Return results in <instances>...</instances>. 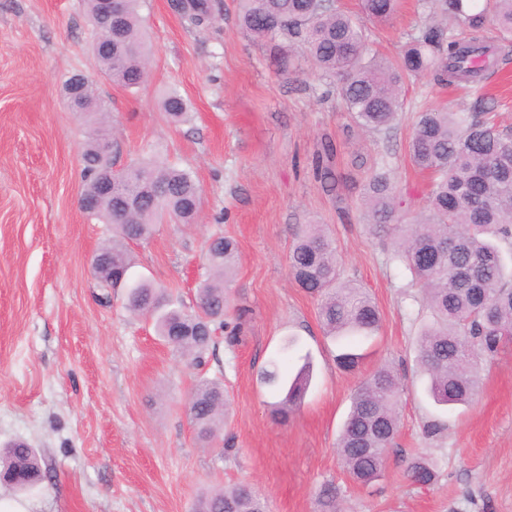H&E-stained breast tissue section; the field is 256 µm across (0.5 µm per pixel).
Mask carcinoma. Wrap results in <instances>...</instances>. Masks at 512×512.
Returning <instances> with one entry per match:
<instances>
[{
    "instance_id": "cac0c4a2",
    "label": "carcinoma",
    "mask_w": 512,
    "mask_h": 512,
    "mask_svg": "<svg viewBox=\"0 0 512 512\" xmlns=\"http://www.w3.org/2000/svg\"><path fill=\"white\" fill-rule=\"evenodd\" d=\"M239 23L258 39L291 36L300 39L313 68L341 78V99L352 120L381 133L391 129L402 109L405 80L430 72L442 85L467 94L484 89L487 47L470 37L492 19L503 46L512 44V0H437L439 23L424 25L410 38L402 56L389 60L369 52L355 18L326 0H239ZM143 0H121L119 20L109 22L101 0H85L95 37L112 28V50L94 53L100 71L112 81L137 88L147 77L149 49L145 40ZM397 0H360L369 19L388 22ZM176 12L192 29L209 27L213 0H177ZM78 112L95 116L96 133L83 147L82 194L98 197L88 214L112 225V243L98 256L112 262L95 277L104 288L126 289L127 308L154 318L158 335L195 363L215 349L214 333L230 307L226 283L238 258L235 242L212 238L206 250L210 277L198 288L196 308L164 307L161 288L132 277L126 244L149 238L167 219L191 224L202 208L200 188L192 174L175 165L142 160L127 167L112 183V194L99 193V173L112 156L105 147L106 113L89 83L73 102ZM167 117L177 123L188 116L185 99L175 90L162 101ZM412 165L431 176L427 208L421 218L403 223L394 188L385 172L373 173L364 203L376 234L394 237L391 261L404 268L425 292L432 321L417 339L421 372L428 393L439 405L471 402L478 393L474 359L493 355L512 341V127L497 113L450 112L446 108L418 113L409 143ZM292 278L318 299V318L326 335L339 344L337 366L354 371L362 355L346 344L352 337L368 339L381 328L377 305L361 287L340 280L334 249L318 224L304 225L289 253ZM310 378V365L292 379L280 376L278 364L264 370L263 383L277 386L282 397L275 412L282 418L296 411ZM398 377L378 367L355 393L338 449L352 481L368 485L385 468L386 454L399 431ZM224 385L202 379L191 393L188 412L197 440L208 447L224 428ZM23 468L18 490L29 492L49 478L34 448L15 444L0 454V473ZM408 479L422 488L436 478L433 465L415 457L406 466ZM340 488L324 484L319 512H340ZM197 512H268L267 503L249 485L239 484L201 499Z\"/></svg>"
}]
</instances>
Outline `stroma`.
<instances>
[{"label":"stroma","mask_w":512,"mask_h":512,"mask_svg":"<svg viewBox=\"0 0 512 512\" xmlns=\"http://www.w3.org/2000/svg\"><path fill=\"white\" fill-rule=\"evenodd\" d=\"M215 2L212 25L196 30L168 0H145L150 77L131 90L99 71L82 0H0V449L25 442L51 473L22 496L0 482V495L24 497L34 512H193L200 496L243 482L269 512H315L317 491L331 482L343 512H512V343L480 361L471 404H435L416 347L431 315L362 206L368 176L383 165L402 209L419 214L429 176L409 158L416 113L479 103L425 74L406 82L389 133L361 130L342 107L340 79L316 72L298 39L254 38L238 24L237 0ZM434 8L399 0L388 24L363 20L370 48L397 59ZM491 60L482 104L512 126V60L497 50ZM78 72L108 113L115 168L157 153L201 189L196 223H163L130 244L133 275L190 309L208 275V241L237 243L231 312L242 329L217 332L202 366L91 273L112 233L79 205L94 124L62 96ZM172 88L190 108L187 122L171 123L161 109ZM328 144L331 183L314 173ZM304 224L324 225L344 279L380 311L378 336L353 342L365 355L356 372L338 368L316 299L289 273ZM284 350L289 374L308 360L313 377L281 423L271 415L278 390L260 374ZM383 364L403 387L401 428L382 477L363 487L349 481L337 439L354 390ZM203 377L220 379L230 404L213 448L197 441L187 412ZM416 456L435 467L430 487L406 476Z\"/></svg>","instance_id":"obj_1"}]
</instances>
